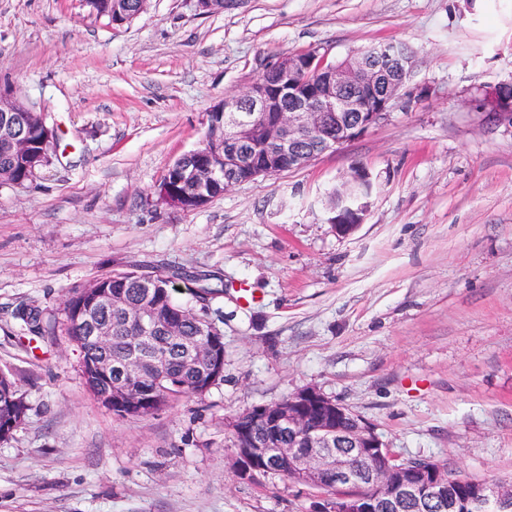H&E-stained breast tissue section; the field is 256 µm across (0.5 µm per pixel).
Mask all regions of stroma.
<instances>
[{"instance_id": "stroma-1", "label": "stroma", "mask_w": 512, "mask_h": 512, "mask_svg": "<svg viewBox=\"0 0 512 512\" xmlns=\"http://www.w3.org/2000/svg\"><path fill=\"white\" fill-rule=\"evenodd\" d=\"M412 54L378 125L305 167L194 211L155 189L264 62ZM512 80V0H147L115 25L85 0H0V97L59 136L25 186L0 183V372L27 418L0 442V512H311L280 475L238 479L224 421L313 387L398 457L512 483V127L476 105ZM375 183L350 236L327 222L354 166ZM183 270L224 291V379L122 419L89 394L59 328L71 289ZM45 335L20 344L17 308Z\"/></svg>"}]
</instances>
